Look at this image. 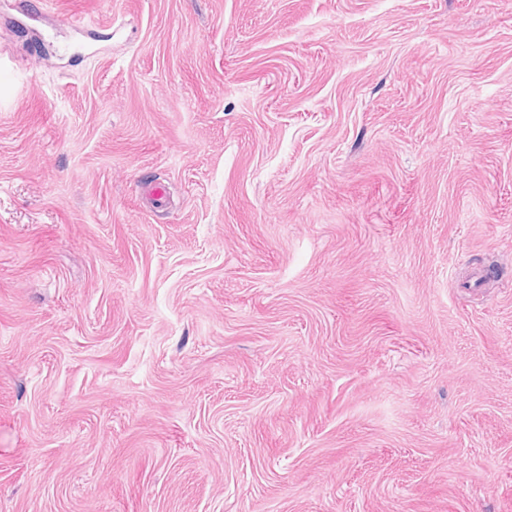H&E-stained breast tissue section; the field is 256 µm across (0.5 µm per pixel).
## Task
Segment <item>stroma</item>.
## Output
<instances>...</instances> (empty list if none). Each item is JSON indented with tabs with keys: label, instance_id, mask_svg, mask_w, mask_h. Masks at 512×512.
Instances as JSON below:
<instances>
[{
	"label": "stroma",
	"instance_id": "obj_1",
	"mask_svg": "<svg viewBox=\"0 0 512 512\" xmlns=\"http://www.w3.org/2000/svg\"><path fill=\"white\" fill-rule=\"evenodd\" d=\"M0 64V512H512V0H0Z\"/></svg>",
	"mask_w": 512,
	"mask_h": 512
}]
</instances>
